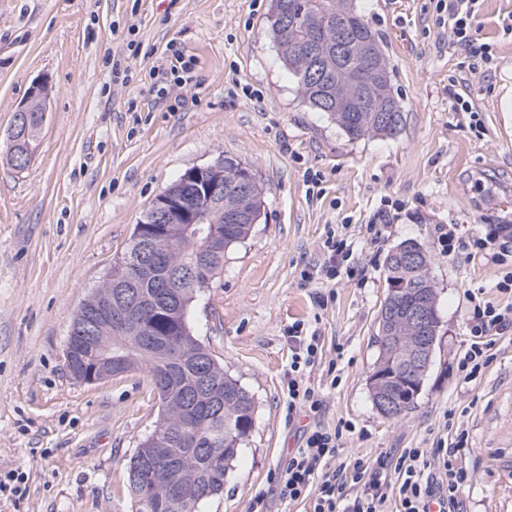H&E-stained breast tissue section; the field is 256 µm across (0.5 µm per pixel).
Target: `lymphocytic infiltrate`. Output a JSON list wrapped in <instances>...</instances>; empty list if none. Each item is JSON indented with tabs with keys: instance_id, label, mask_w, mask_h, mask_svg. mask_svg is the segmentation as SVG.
<instances>
[{
	"instance_id": "obj_1",
	"label": "lymphocytic infiltrate",
	"mask_w": 512,
	"mask_h": 512,
	"mask_svg": "<svg viewBox=\"0 0 512 512\" xmlns=\"http://www.w3.org/2000/svg\"><path fill=\"white\" fill-rule=\"evenodd\" d=\"M468 326L471 343L458 361L466 384L481 377L491 361L487 337L512 331V305L498 308L473 301ZM288 342L293 352L288 406L318 412L322 397L306 385L304 373L322 362L319 339L295 325ZM466 443L461 435L449 448L403 449L394 462L380 457L372 463L361 458L345 463L338 459V432L317 425L289 455L277 480L278 494L288 504L303 506L304 512H386V490L392 487L396 490L395 512H430L434 504L445 508L469 481L467 471L456 464Z\"/></svg>"
}]
</instances>
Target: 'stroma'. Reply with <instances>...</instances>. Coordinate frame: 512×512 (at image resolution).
Instances as JSON below:
<instances>
[{
	"label": "stroma",
	"instance_id": "1",
	"mask_svg": "<svg viewBox=\"0 0 512 512\" xmlns=\"http://www.w3.org/2000/svg\"><path fill=\"white\" fill-rule=\"evenodd\" d=\"M354 3L395 71L404 126L392 138L348 140L309 107L267 27L269 0H0V475H23L18 491L0 492V512H135L125 467L158 417L154 382L142 368L79 382L66 339L156 196L219 158L251 167L265 204L191 323L257 408L223 495L203 512H298L276 477L313 422L339 429L345 462L467 433L457 463L471 480L452 512H512V333L495 337L477 381L457 371L470 293L512 303L496 288L504 267L469 247L488 225H512V0H481L466 45L451 40L437 0ZM132 24L135 52L123 34ZM176 51L195 58L193 81L155 101L150 72ZM37 81L46 115L18 169L7 133ZM458 97L471 112L454 111ZM388 207L397 218L370 240L365 225ZM448 224L464 246L446 256ZM333 235L353 243L352 276L323 271ZM406 240L431 258L440 323L414 406L388 418L368 378L384 258ZM296 323L337 363L335 377L305 375L324 398L314 415L288 409Z\"/></svg>",
	"mask_w": 512,
	"mask_h": 512
}]
</instances>
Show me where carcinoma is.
Segmentation results:
<instances>
[{
  "mask_svg": "<svg viewBox=\"0 0 512 512\" xmlns=\"http://www.w3.org/2000/svg\"><path fill=\"white\" fill-rule=\"evenodd\" d=\"M339 2L270 0L267 23L277 37L289 73L311 109L325 113L351 141L391 138L401 131L404 124V112L394 93L391 63H386L384 76L377 78L380 91L365 100L361 111L344 112L338 117L328 106V101L336 95V85L345 79L346 72L362 65L358 44L350 41L342 46L341 51H336L338 26L346 24L354 37L370 34L373 39H378L358 9H353L345 17L337 16ZM287 13L301 16L303 21L286 30L279 28L280 16ZM39 124V119L34 118L28 128L22 127L15 132L23 164L31 159L27 146H36ZM225 164L230 171L224 174V195L220 199L209 202L193 196L189 186L180 178L164 189L171 197H179L190 205L210 210L212 219L224 225V254L210 258V283L223 270L224 255L251 235L253 222L260 220L263 209L262 187L256 173L239 162L227 160ZM236 174L255 187V195L250 206L251 216L230 222L227 211L231 206ZM158 245L163 262L142 266L136 273L134 288L139 303L130 312L129 329L116 333L111 325L100 323L85 335L98 351L109 349L112 356L126 358L129 371L135 367L154 371L161 363L152 349L154 343L166 344L178 351V358L168 364L170 377L167 385L157 391L160 402L157 423L176 434L189 435L196 441V446L189 447L181 442L170 444L166 456L156 463V480L134 484L131 482V470L143 457V444H138L126 467L127 489L137 505V512H201L208 501L222 495L225 477L254 432L256 401L254 394L224 370V365L194 335L190 316H184L181 325L166 320L165 310L172 303L188 300L190 289L170 288L168 299L164 300L159 297L160 286L204 254V244L192 237L188 225L176 222L168 225ZM132 253L133 247L129 245L115 260L112 280L103 281L101 294L109 295L111 281L122 279L130 272L128 257ZM384 272L387 295L382 307L387 309L388 317H379L378 326H383L386 319L396 322L402 329L406 346L415 343L417 336L435 335L433 327L412 332L403 321L405 310L422 298V274L388 257L385 258ZM376 343L378 355L372 375L378 381L368 385L371 401L388 392L398 403L413 405L417 393L407 388L401 379L402 363L391 361L382 334H377ZM175 483H191L205 497L196 504L185 503L172 509L167 504L165 489Z\"/></svg>",
  "mask_w": 512,
  "mask_h": 512,
  "instance_id": "obj_1",
  "label": "carcinoma"
}]
</instances>
